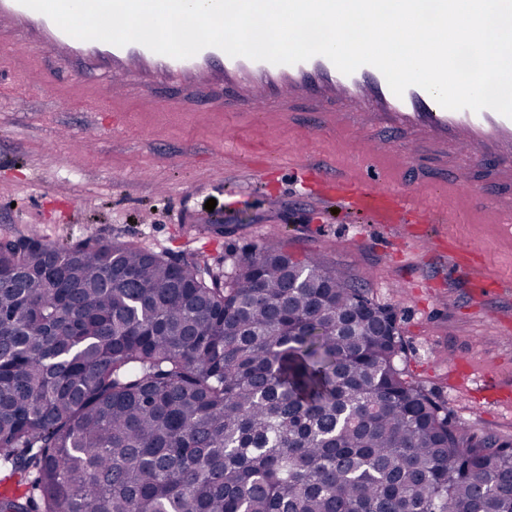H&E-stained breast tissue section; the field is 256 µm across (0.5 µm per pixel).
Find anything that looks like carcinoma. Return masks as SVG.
Wrapping results in <instances>:
<instances>
[{"label":"carcinoma","mask_w":512,"mask_h":512,"mask_svg":"<svg viewBox=\"0 0 512 512\" xmlns=\"http://www.w3.org/2000/svg\"><path fill=\"white\" fill-rule=\"evenodd\" d=\"M393 310L276 242L227 273L0 243V512H512V443L408 381Z\"/></svg>","instance_id":"obj_1"}]
</instances>
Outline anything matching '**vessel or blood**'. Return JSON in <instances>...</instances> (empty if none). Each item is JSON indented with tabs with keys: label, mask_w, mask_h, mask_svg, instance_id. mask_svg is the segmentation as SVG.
Listing matches in <instances>:
<instances>
[{
	"label": "vessel or blood",
	"mask_w": 512,
	"mask_h": 512,
	"mask_svg": "<svg viewBox=\"0 0 512 512\" xmlns=\"http://www.w3.org/2000/svg\"><path fill=\"white\" fill-rule=\"evenodd\" d=\"M0 20L15 27L25 46L71 63L70 75L77 82L84 77L80 62L89 59L98 69L145 89L158 82L193 86L223 81L233 94L230 111L248 112L256 118L264 112L291 111L299 100L318 107L333 102L340 105L344 122L368 118L393 134L414 130L433 144L454 146L464 162L442 168L440 175L460 185L469 183L465 167L469 161L493 163L502 178L512 177V118L491 109L477 113L445 109L418 86L396 97L383 74L370 65L346 75L320 55L294 65H274L233 58L215 47L188 59H173L138 43L117 47L75 39L18 0H0ZM333 182L353 210L372 216L377 223L402 224L415 213L423 222L436 221L432 211L416 210L405 191L389 186L379 175L370 176L360 186L340 175Z\"/></svg>",
	"instance_id": "obj_1"
}]
</instances>
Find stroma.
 I'll return each mask as SVG.
<instances>
[{
    "mask_svg": "<svg viewBox=\"0 0 512 512\" xmlns=\"http://www.w3.org/2000/svg\"><path fill=\"white\" fill-rule=\"evenodd\" d=\"M47 72L58 78L48 94ZM66 73L60 60L31 54L0 74V237L123 241L220 269L266 239L320 256L394 310L408 380L464 429L512 440V227L492 203L491 167L475 170L474 193L418 189L439 223L378 224L296 163L309 156L356 181L375 171L394 187L430 177L404 147L366 159L361 132L315 128L306 106L291 121L209 111L225 97L218 84L130 98L96 72L80 83ZM454 259L481 278L455 271Z\"/></svg>",
    "mask_w": 512,
    "mask_h": 512,
    "instance_id": "stroma-1",
    "label": "stroma"
}]
</instances>
